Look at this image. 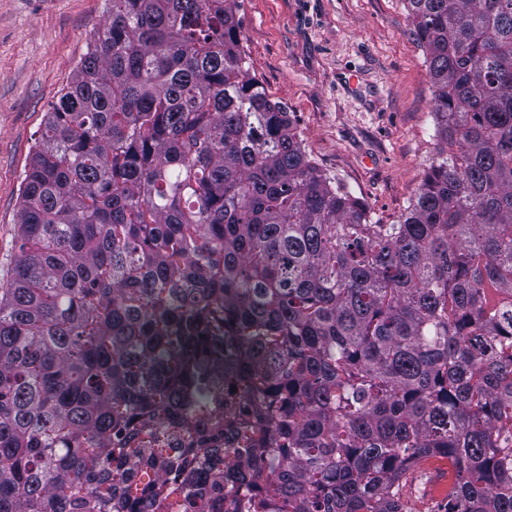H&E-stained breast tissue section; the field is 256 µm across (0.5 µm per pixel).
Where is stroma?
<instances>
[{"mask_svg": "<svg viewBox=\"0 0 512 512\" xmlns=\"http://www.w3.org/2000/svg\"><path fill=\"white\" fill-rule=\"evenodd\" d=\"M249 71L292 113L309 158L394 224L438 141L425 57L405 0H240ZM108 0H0V280L20 243L25 166Z\"/></svg>", "mask_w": 512, "mask_h": 512, "instance_id": "stroma-1", "label": "stroma"}]
</instances>
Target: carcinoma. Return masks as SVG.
Returning a JSON list of instances; mask_svg holds the SVG:
<instances>
[{
  "mask_svg": "<svg viewBox=\"0 0 512 512\" xmlns=\"http://www.w3.org/2000/svg\"><path fill=\"white\" fill-rule=\"evenodd\" d=\"M0 284V512H512V0H406L441 146L395 224L245 68L238 0H109ZM427 484L428 495L422 496V491L420 489L423 485L419 486L417 484L410 486H406L404 489V499L407 502V506L411 508L412 512H427L425 510L427 507L431 505L432 502L442 500L445 495L448 493V473H447V483L445 484L444 478L441 480L434 481L433 483ZM420 487V489H419Z\"/></svg>",
  "mask_w": 512,
  "mask_h": 512,
  "instance_id": "1",
  "label": "carcinoma"
}]
</instances>
